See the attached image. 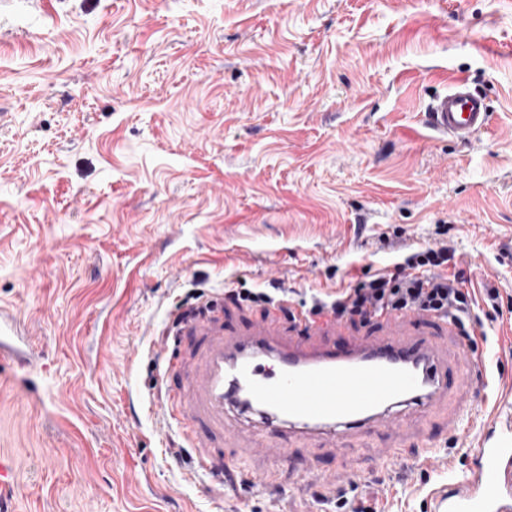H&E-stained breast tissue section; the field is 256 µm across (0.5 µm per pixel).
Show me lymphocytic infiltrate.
Wrapping results in <instances>:
<instances>
[{"instance_id": "1", "label": "lymphocytic infiltrate", "mask_w": 512, "mask_h": 512, "mask_svg": "<svg viewBox=\"0 0 512 512\" xmlns=\"http://www.w3.org/2000/svg\"><path fill=\"white\" fill-rule=\"evenodd\" d=\"M479 302L500 310L498 288H485L479 298L465 290L456 251L441 238L424 250L404 256L395 270L379 272L353 287L312 298L313 308H331L340 318L369 319L380 311L450 312L468 337L476 332L478 320L473 310Z\"/></svg>"}]
</instances>
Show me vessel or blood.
<instances>
[{
	"label": "vessel or blood",
	"mask_w": 512,
	"mask_h": 512,
	"mask_svg": "<svg viewBox=\"0 0 512 512\" xmlns=\"http://www.w3.org/2000/svg\"><path fill=\"white\" fill-rule=\"evenodd\" d=\"M489 112L485 97L459 78L433 99L428 125L441 136L468 143L487 127ZM206 308L211 319L176 326L177 335L197 337L200 373L168 408L171 419L196 429L192 444L205 471L212 439L223 433L231 407L257 412L261 432L272 437H334L399 422L409 411L430 410L447 395L486 380L483 367L470 362V339L460 337L456 345L470 367L452 378L433 336L410 338L395 331L402 320L423 319L436 332L458 334L460 326L449 314H384L381 335L353 337L339 349L327 337L343 335L346 328L328 312L294 308L302 334L292 341L281 335L282 306H268L266 317L228 346L222 300L207 298ZM17 333L13 318L0 310V358L24 368L27 360L9 342ZM467 459L462 474L449 482L438 512H512V440L482 433Z\"/></svg>",
	"instance_id": "b4317fda"
}]
</instances>
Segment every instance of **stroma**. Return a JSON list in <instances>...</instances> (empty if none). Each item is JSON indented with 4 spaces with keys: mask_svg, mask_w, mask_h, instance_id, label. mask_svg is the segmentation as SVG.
<instances>
[{
    "mask_svg": "<svg viewBox=\"0 0 512 512\" xmlns=\"http://www.w3.org/2000/svg\"><path fill=\"white\" fill-rule=\"evenodd\" d=\"M490 105L471 143L425 125L456 78ZM512 299V0H0V309L34 347L0 361L11 512H434L455 449L440 402L280 464L233 418L223 479L172 449L157 394L196 369L190 289L280 284L295 303L433 243ZM475 361L512 422V312L479 307ZM35 395L18 396L24 378ZM382 484H373V477Z\"/></svg>",
    "mask_w": 512,
    "mask_h": 512,
    "instance_id": "stroma-1",
    "label": "stroma"
}]
</instances>
